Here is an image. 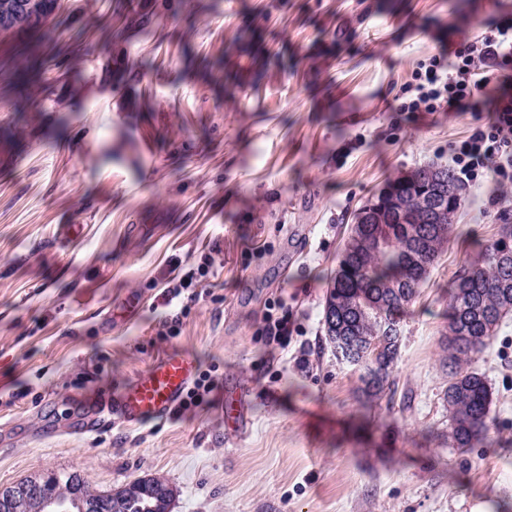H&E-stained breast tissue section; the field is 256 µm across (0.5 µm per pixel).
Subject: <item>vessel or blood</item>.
<instances>
[{
    "label": "vessel or blood",
    "mask_w": 512,
    "mask_h": 512,
    "mask_svg": "<svg viewBox=\"0 0 512 512\" xmlns=\"http://www.w3.org/2000/svg\"><path fill=\"white\" fill-rule=\"evenodd\" d=\"M196 372L197 361L191 354H166L138 374L118 398L92 404L86 422L74 426L73 432L78 436L91 432L101 414L128 427L166 418L180 404Z\"/></svg>",
    "instance_id": "b4317fda"
}]
</instances>
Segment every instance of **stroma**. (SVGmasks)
<instances>
[{"label":"stroma","instance_id":"stroma-1","mask_svg":"<svg viewBox=\"0 0 512 512\" xmlns=\"http://www.w3.org/2000/svg\"><path fill=\"white\" fill-rule=\"evenodd\" d=\"M512 0H59L0 37V487L79 470L100 489L155 474L171 512H512V314L478 368L491 445H448V287L507 210L464 187L453 241L401 324L393 401L364 407L325 341L328 283L359 209L447 166L468 114L399 111L419 63ZM80 224L79 241L60 236ZM212 257L180 333L173 268ZM141 305L120 320L129 295ZM284 300L288 339L260 336ZM188 350L206 407L75 436ZM247 427L235 447L221 406Z\"/></svg>","mask_w":512,"mask_h":512}]
</instances>
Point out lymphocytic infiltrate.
<instances>
[{
    "instance_id": "obj_1",
    "label": "lymphocytic infiltrate",
    "mask_w": 512,
    "mask_h": 512,
    "mask_svg": "<svg viewBox=\"0 0 512 512\" xmlns=\"http://www.w3.org/2000/svg\"><path fill=\"white\" fill-rule=\"evenodd\" d=\"M400 97L403 112L448 107L487 113L471 134L449 142L448 164L465 184H492L489 206L512 202V14L500 15L479 37L460 41L452 56L420 63ZM208 272L201 266L170 280L167 299L176 311L162 322L168 334H179L180 318L198 301V280Z\"/></svg>"
}]
</instances>
